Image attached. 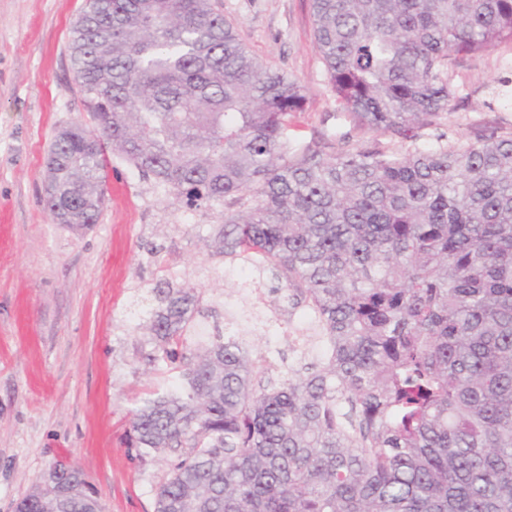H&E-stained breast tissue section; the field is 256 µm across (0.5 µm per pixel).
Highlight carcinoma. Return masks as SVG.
Instances as JSON below:
<instances>
[{
  "label": "carcinoma",
  "mask_w": 512,
  "mask_h": 512,
  "mask_svg": "<svg viewBox=\"0 0 512 512\" xmlns=\"http://www.w3.org/2000/svg\"><path fill=\"white\" fill-rule=\"evenodd\" d=\"M336 102L403 151L288 149L301 86L240 41L221 0H86L72 27L88 129L48 152L45 206L106 200L108 152L186 197L237 210L210 246L304 295L329 351L278 382L243 343L190 336L170 288L145 336L174 373L131 421L171 460L156 512H512V135L461 150L417 130L454 110L453 64L512 44V0H311ZM348 410L342 411V405ZM18 505L101 512L80 468Z\"/></svg>",
  "instance_id": "cac0c4a2"
}]
</instances>
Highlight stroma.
Here are the masks:
<instances>
[{
	"instance_id": "stroma-1",
	"label": "stroma",
	"mask_w": 512,
	"mask_h": 512,
	"mask_svg": "<svg viewBox=\"0 0 512 512\" xmlns=\"http://www.w3.org/2000/svg\"><path fill=\"white\" fill-rule=\"evenodd\" d=\"M241 42L295 79L306 97L288 142L297 151L340 146L404 149L389 131L359 125L326 78L310 0H221ZM85 0H0V512H14L49 465L75 463L104 512H155L169 470L140 458L128 435L146 393L171 372L153 360L139 325L156 289L204 295L208 330L243 341L257 365L289 378L320 367L329 345L307 302L285 299L272 273L205 247L221 205L190 206L124 157L110 155L97 224L53 223L44 205L55 129L92 119L68 42ZM454 112L421 128L419 144L447 134L459 148L512 132V44L456 59Z\"/></svg>"
}]
</instances>
